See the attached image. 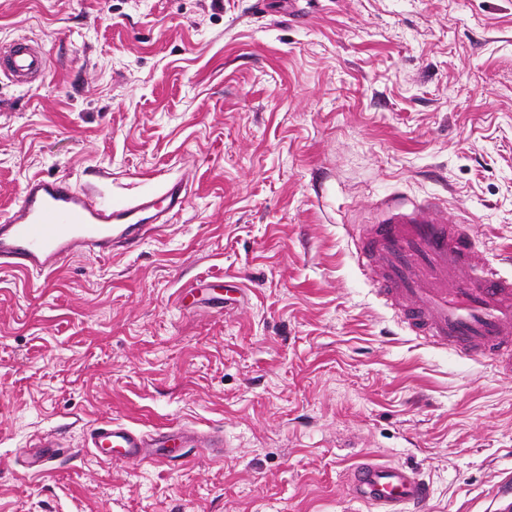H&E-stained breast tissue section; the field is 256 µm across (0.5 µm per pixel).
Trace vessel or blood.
<instances>
[{
  "label": "vessel or blood",
  "mask_w": 512,
  "mask_h": 512,
  "mask_svg": "<svg viewBox=\"0 0 512 512\" xmlns=\"http://www.w3.org/2000/svg\"><path fill=\"white\" fill-rule=\"evenodd\" d=\"M41 50L15 39L0 45V77L26 85L45 73ZM188 182L177 178L160 191L115 206L96 188L68 179H27L17 201L0 217V267L47 275L78 254L111 255L157 234L165 215L182 210ZM383 223L366 227L357 253L373 274L378 297L395 308L415 333L466 357L512 353V276L480 248L467 226L449 219L434 203L410 208L378 202ZM89 443L104 461L170 463L195 448L214 450L219 438L188 428L164 426L142 433L102 420ZM57 440L41 441L26 467L40 470L63 455ZM353 499L375 512H422L429 488L408 467L365 459L352 470Z\"/></svg>",
  "instance_id": "b4317fda"
}]
</instances>
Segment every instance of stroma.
<instances>
[{"mask_svg":"<svg viewBox=\"0 0 512 512\" xmlns=\"http://www.w3.org/2000/svg\"><path fill=\"white\" fill-rule=\"evenodd\" d=\"M16 38L50 68L0 79V213L34 175L116 206L191 183L133 252L0 268V512H368L365 457L427 512H501L512 372L405 329L352 237L438 198L512 273V0H0ZM101 419L224 453L108 464ZM38 448H41L40 451L26 462L27 469H43L65 452H68L67 448H61V445L55 439L41 441ZM349 481L352 498L376 512H422L430 495L411 468L369 459L353 468Z\"/></svg>","mask_w":512,"mask_h":512,"instance_id":"1","label":"stroma"}]
</instances>
